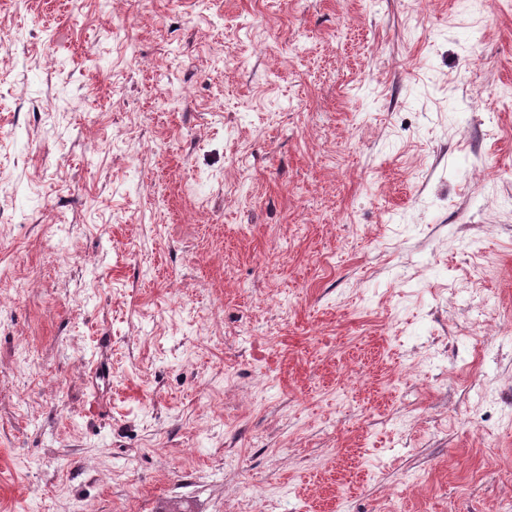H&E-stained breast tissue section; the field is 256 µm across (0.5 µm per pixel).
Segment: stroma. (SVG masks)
Returning <instances> with one entry per match:
<instances>
[{"instance_id": "1", "label": "stroma", "mask_w": 512, "mask_h": 512, "mask_svg": "<svg viewBox=\"0 0 512 512\" xmlns=\"http://www.w3.org/2000/svg\"><path fill=\"white\" fill-rule=\"evenodd\" d=\"M0 512H512V0H0Z\"/></svg>"}]
</instances>
